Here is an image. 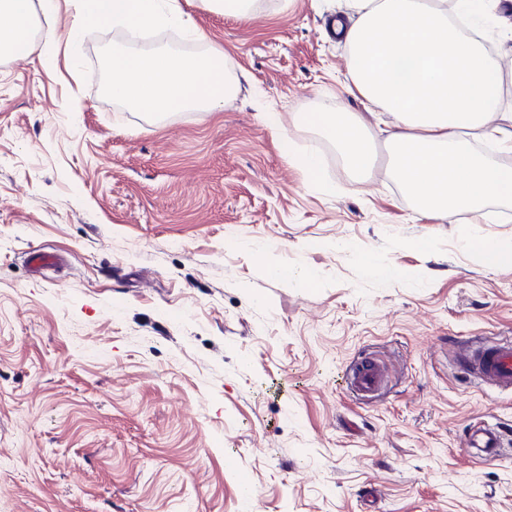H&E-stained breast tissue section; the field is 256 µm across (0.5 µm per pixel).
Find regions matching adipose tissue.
Segmentation results:
<instances>
[{
    "label": "adipose tissue",
    "instance_id": "ef3b65f1",
    "mask_svg": "<svg viewBox=\"0 0 512 512\" xmlns=\"http://www.w3.org/2000/svg\"><path fill=\"white\" fill-rule=\"evenodd\" d=\"M349 16L333 27L348 47L347 88L365 111L316 117L347 170L367 174L375 161L372 123L393 115L386 143L391 175L419 217L462 214L481 219L483 204L512 196V167L491 163L472 139L512 149V105L495 60L476 39L488 0H347ZM74 30L102 19L131 26L182 25L196 32L178 0H76ZM32 0H0V53L54 52L60 37L48 29L29 37ZM109 92L139 112L200 109L217 112L233 95L223 51L187 57L166 51H113Z\"/></svg>",
    "mask_w": 512,
    "mask_h": 512
}]
</instances>
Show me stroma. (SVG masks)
Returning a JSON list of instances; mask_svg holds the SVG:
<instances>
[{
    "instance_id": "35a3bbf8",
    "label": "stroma",
    "mask_w": 512,
    "mask_h": 512,
    "mask_svg": "<svg viewBox=\"0 0 512 512\" xmlns=\"http://www.w3.org/2000/svg\"><path fill=\"white\" fill-rule=\"evenodd\" d=\"M180 4L205 40L103 20L0 56V512H512V392L455 356L512 333V265L461 248L512 240V199L419 221L381 141L349 174L309 119L365 109L329 27L345 0ZM115 48L223 49L235 95L130 111ZM364 357L389 369L369 399L340 384ZM481 418L505 441L478 465ZM253 2L250 0H203L202 4L209 10L224 13V16L252 19L254 18Z\"/></svg>"
}]
</instances>
